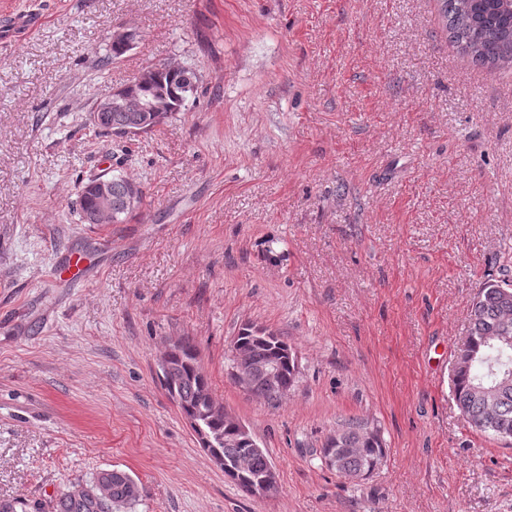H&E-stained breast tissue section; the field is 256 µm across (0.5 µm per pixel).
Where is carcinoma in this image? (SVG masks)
I'll list each match as a JSON object with an SVG mask.
<instances>
[{"instance_id": "carcinoma-1", "label": "carcinoma", "mask_w": 512, "mask_h": 512, "mask_svg": "<svg viewBox=\"0 0 512 512\" xmlns=\"http://www.w3.org/2000/svg\"><path fill=\"white\" fill-rule=\"evenodd\" d=\"M474 0H439L440 14L450 38L471 61L490 71L512 65V8L503 0H487L492 8L491 21L484 20L474 9ZM185 77L166 64L145 68L132 83L117 89L118 94H162L168 98L173 111L178 112L193 89L185 90ZM162 112L149 119H137L136 113L112 102L110 118L100 130L117 137L135 136L149 131L169 118ZM127 179L115 176L112 184V218L109 224H122L132 213L126 204ZM237 343L249 346L256 360L270 356L281 359L283 374L272 380H261L253 389V396L268 404H278L285 392L295 385L298 362L295 353L283 336L252 323L244 324L234 337ZM170 380L164 384L167 392H175L182 414L201 413L213 401L209 382L198 365L195 346L189 351L175 354L171 360ZM451 388L454 399L467 424L495 436H512V281H488L480 288L469 313V333L464 343V354L456 357L453 365ZM202 427L221 438L219 449L224 457L245 456L249 471L244 476L227 477L245 495L251 494L250 485L261 479L273 465L265 450L255 452L231 436L228 426L219 419H211ZM336 439L344 450L336 453L332 469L342 477H367L385 456V445L380 434L366 435V427L350 420L336 429ZM97 480L109 483L112 504L128 508L138 501L132 488L135 480L118 469L97 472L86 486ZM71 485L49 502L27 499H0V512H107L103 504L89 494H75Z\"/></svg>"}]
</instances>
